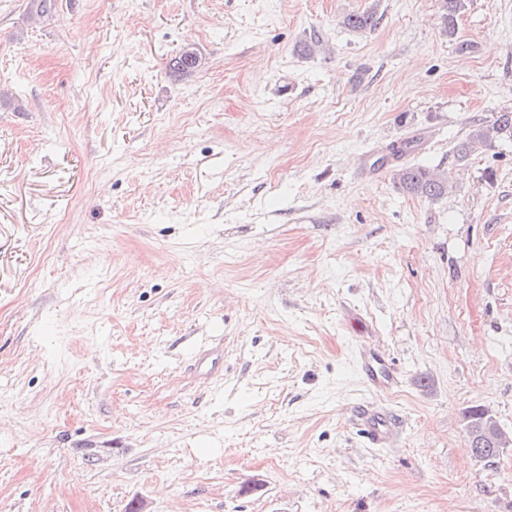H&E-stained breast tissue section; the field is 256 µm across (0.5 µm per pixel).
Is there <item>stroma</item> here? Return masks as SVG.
<instances>
[{
	"mask_svg": "<svg viewBox=\"0 0 512 512\" xmlns=\"http://www.w3.org/2000/svg\"><path fill=\"white\" fill-rule=\"evenodd\" d=\"M506 111L512 0H0V512H512V137L457 157ZM418 132L447 195L361 179ZM192 51L194 50L192 49ZM201 64L202 60L197 53L194 55L193 53L185 52L172 58L168 66L171 73L177 76H190L201 67ZM357 364L365 387L372 393L389 390L397 381L396 369L386 351L378 346H361L357 353ZM353 416L362 427L367 443L372 448H389L401 430V421L396 413L360 402L353 407ZM481 415L482 417L478 421ZM464 420L468 424L466 427L468 434L479 441L480 444L487 446L485 450H491L494 458L500 454L503 448L512 446V431L502 427L498 419L486 412L485 409L475 407L466 411Z\"/></svg>",
	"mask_w": 512,
	"mask_h": 512,
	"instance_id": "35a3bbf8",
	"label": "stroma"
}]
</instances>
